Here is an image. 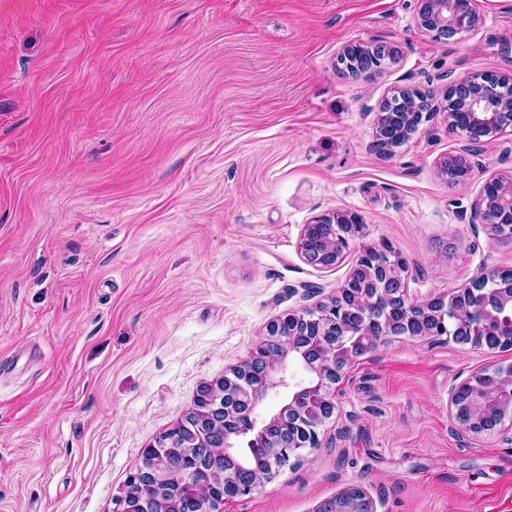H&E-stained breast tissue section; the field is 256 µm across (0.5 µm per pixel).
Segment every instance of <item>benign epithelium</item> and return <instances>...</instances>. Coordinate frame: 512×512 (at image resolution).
<instances>
[{
  "label": "benign epithelium",
  "instance_id": "7a95c632",
  "mask_svg": "<svg viewBox=\"0 0 512 512\" xmlns=\"http://www.w3.org/2000/svg\"><path fill=\"white\" fill-rule=\"evenodd\" d=\"M416 29L439 40H449L457 35L469 34L482 24L480 14L471 0H418L414 17ZM400 56L397 46L391 44L346 45L339 52L338 68L357 80L373 81L386 68L395 64ZM496 79L483 76L448 78L443 99L448 103L463 106L469 113L473 132L466 134L468 146L465 154L452 155L441 163V172L450 182H460L470 176L479 166L476 157L479 147L498 139L512 128V90H487ZM436 94L428 91L422 99L415 97V90L401 89L390 97L382 98L377 105L380 112L371 149L382 157L395 154L401 146L393 138L385 118L395 107L401 106L408 112H417L421 120L430 118L434 109ZM489 183L499 186L495 198L481 196L473 207L469 223L512 224V178L492 177ZM361 232L359 218L348 212L334 211L313 218L303 225L299 249L311 265L333 268L344 259L349 251L350 241ZM390 254L388 244L369 247L360 252L344 283L338 288L336 297L316 308L303 307L291 310L277 318L268 328L265 352L252 351L250 357L235 367L237 372L255 374L259 384L242 387L240 402L246 412L235 416L232 426L224 420V379L205 383L195 396V423L181 422L164 432L150 449L157 450L152 456L149 471L136 469L127 477L123 494L115 498L113 512H192L193 501L182 504L168 497V485L172 475L188 490L205 487V495L214 505V510L224 503L227 492L234 496L253 494L261 485V479L271 472H258L253 468L236 466L233 473L225 474L204 471L192 467L169 464L168 455L161 452L167 448L177 452L182 448H210L217 444L224 449L226 458L237 459V445L244 439L255 440L264 430L273 425H284L291 420L298 396L308 391L319 402L316 416L304 425L306 436L290 439L274 448L265 449L273 460L290 459L300 455L306 448L319 444L318 429L333 416L336 410V394L332 388L334 379L341 376L356 356L354 344L336 348L330 342L334 336H370V323L360 324L353 331L346 315L355 307L365 306L364 297L368 287L386 293V299L394 300L405 317L384 321V337L409 336L413 339L441 337L448 335L447 311L451 310L457 328L464 327V313L477 315L461 303L475 291H480L484 300L496 299L500 309L512 320V269L483 267L480 273L460 288L448 294V300L435 299L415 303L408 299L402 270L395 261L384 264L373 262L377 254ZM298 362L308 372L306 382H296L287 372V363ZM478 373L454 385L448 392V406L462 436L478 435L492 431L505 419L512 417V375L503 376L498 389L486 390ZM269 395L281 398L280 409L263 419L256 413L259 403ZM317 512H377L373 499L360 487L349 486L332 499L323 502Z\"/></svg>",
  "mask_w": 512,
  "mask_h": 512
}]
</instances>
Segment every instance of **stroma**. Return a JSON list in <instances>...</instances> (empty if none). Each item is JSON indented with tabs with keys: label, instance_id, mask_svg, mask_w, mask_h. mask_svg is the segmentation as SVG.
<instances>
[{
	"label": "stroma",
	"instance_id": "stroma-1",
	"mask_svg": "<svg viewBox=\"0 0 512 512\" xmlns=\"http://www.w3.org/2000/svg\"><path fill=\"white\" fill-rule=\"evenodd\" d=\"M416 0H0V512H113L143 450L282 314L336 294L390 243L411 300L447 298L512 239L473 227L512 136L472 176L443 115L395 156L377 102L445 74L512 79V0L480 29L420 33ZM396 43L373 84L347 44ZM363 231L333 268L298 248L314 216ZM512 350L390 338L335 385L320 445L223 512H316L355 485L378 512H512V443L461 439L448 389Z\"/></svg>",
	"mask_w": 512,
	"mask_h": 512
}]
</instances>
